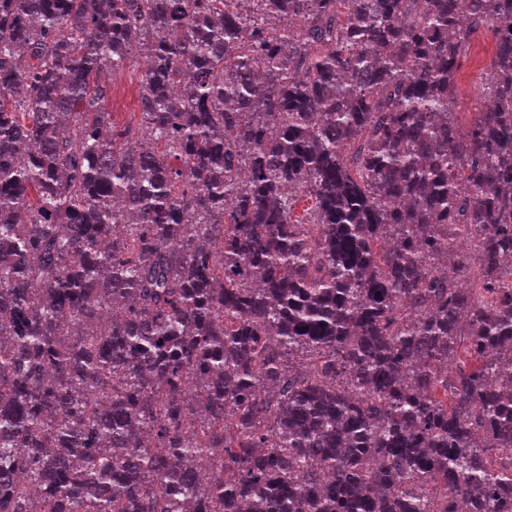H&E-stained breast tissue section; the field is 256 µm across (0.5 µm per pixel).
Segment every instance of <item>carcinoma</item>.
I'll return each mask as SVG.
<instances>
[{
	"mask_svg": "<svg viewBox=\"0 0 512 512\" xmlns=\"http://www.w3.org/2000/svg\"><path fill=\"white\" fill-rule=\"evenodd\" d=\"M465 508L512 512V0H0V512ZM495 48L491 29L477 33L472 39L469 56L462 61L458 72V94L454 112L461 129L466 130L474 117L473 112L483 105L482 76L489 65ZM141 72L127 71L116 74L113 81L112 95L109 101V111L115 112V118L120 123H136L138 112L135 103V87L140 78Z\"/></svg>",
	"mask_w": 512,
	"mask_h": 512,
	"instance_id": "carcinoma-1",
	"label": "carcinoma"
}]
</instances>
